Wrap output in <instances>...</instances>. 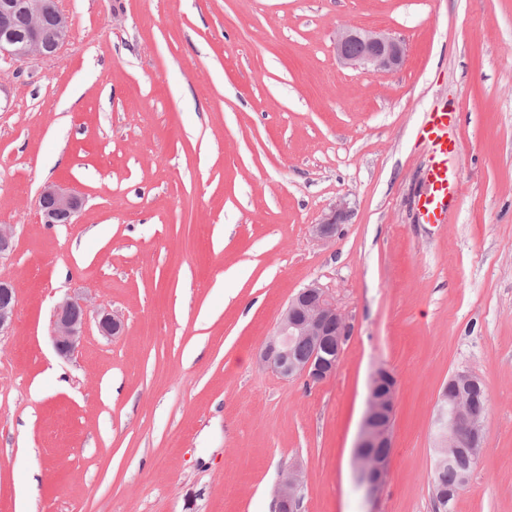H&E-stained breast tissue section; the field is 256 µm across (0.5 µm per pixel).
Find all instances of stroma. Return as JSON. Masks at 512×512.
<instances>
[{
  "label": "stroma",
  "instance_id": "1",
  "mask_svg": "<svg viewBox=\"0 0 512 512\" xmlns=\"http://www.w3.org/2000/svg\"><path fill=\"white\" fill-rule=\"evenodd\" d=\"M58 57L0 63V512H367L354 446L368 381L398 382L380 512H442L436 401L469 370L487 451L451 512H512V0H57ZM343 25L399 39L393 72L343 66ZM460 114L456 200L421 223L424 113ZM85 205L41 223V189ZM339 235L313 226L337 200ZM335 297L349 337L330 379L259 356L289 300ZM88 324L60 358L65 295ZM17 311V296L14 284L0 277V335L4 336L13 328ZM92 310L94 307L83 297H65L56 304L51 336L58 356L68 358L78 349ZM94 319L97 329L102 336L112 337L124 332V322L119 316L114 315L107 309H97L94 311ZM304 486L301 469L297 465L290 466L282 481L277 485L275 497L277 504L285 507L282 512L296 511L301 499V492ZM289 510V511H288Z\"/></svg>",
  "mask_w": 512,
  "mask_h": 512
}]
</instances>
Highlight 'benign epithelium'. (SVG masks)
<instances>
[{"label": "benign epithelium", "instance_id": "7a95c632", "mask_svg": "<svg viewBox=\"0 0 512 512\" xmlns=\"http://www.w3.org/2000/svg\"><path fill=\"white\" fill-rule=\"evenodd\" d=\"M41 0H0V59L24 61L30 58H52L59 54L71 35V21L61 9L51 25L42 20ZM24 14L28 27L20 31L16 21ZM336 57L346 67L372 71H395L405 59L403 44L397 38L379 30L342 26L334 38ZM83 198L75 191L47 185L39 195V210L46 224H71L82 209ZM347 202L340 199L321 221L314 225V233L321 240L336 236L338 226L347 222ZM14 250V225L0 224V259ZM17 311L14 284L0 277V335L13 328ZM95 319L99 333L105 337L120 335L125 325L119 316L107 309H94L83 297H65L55 308L52 318L53 346L62 358L70 357L80 346L90 319ZM348 336L344 314L333 303L320 285L313 283L293 296L277 324L275 333L264 346L260 362L285 379L303 377L319 383L336 373L343 345ZM302 339L312 345L305 357L292 355L291 344ZM337 350L326 358L323 351ZM389 375L386 367L375 369L369 380L365 411L362 417L354 462L358 482L364 486L371 503L370 512H378L384 494L390 467L392 427L397 404L396 387H385ZM433 422L436 447L467 449L479 452L486 449L485 422L472 417L459 405L448 401V389L437 398ZM373 448L385 449L380 460L365 461ZM304 486L301 469L297 465L277 485V504L295 512Z\"/></svg>", "mask_w": 512, "mask_h": 512}]
</instances>
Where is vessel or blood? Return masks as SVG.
Listing matches in <instances>:
<instances>
[{
    "mask_svg": "<svg viewBox=\"0 0 512 512\" xmlns=\"http://www.w3.org/2000/svg\"><path fill=\"white\" fill-rule=\"evenodd\" d=\"M457 112L438 108L425 113L417 130L419 140L431 151L426 168V191L418 200L421 220L427 224L443 223L454 198V179L448 169V157L458 150L456 141L448 137V128L456 124Z\"/></svg>",
    "mask_w": 512,
    "mask_h": 512,
    "instance_id": "obj_1",
    "label": "vessel or blood"
}]
</instances>
